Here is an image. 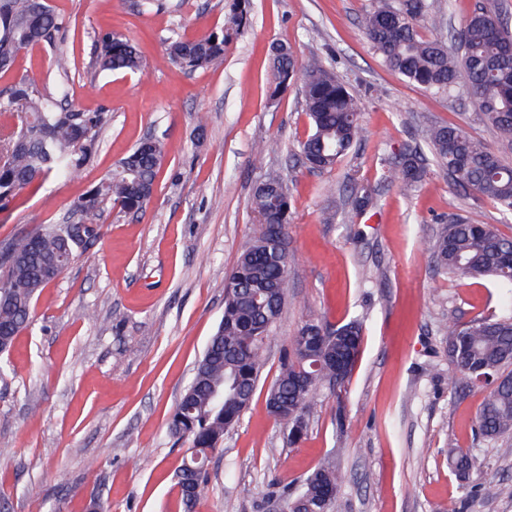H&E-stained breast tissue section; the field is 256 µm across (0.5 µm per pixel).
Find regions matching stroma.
I'll use <instances>...</instances> for the list:
<instances>
[{
	"label": "stroma",
	"mask_w": 512,
	"mask_h": 512,
	"mask_svg": "<svg viewBox=\"0 0 512 512\" xmlns=\"http://www.w3.org/2000/svg\"><path fill=\"white\" fill-rule=\"evenodd\" d=\"M478 0H434L427 36L447 40ZM68 23V101L108 110L80 180L50 177L0 211V244L61 221L141 139L164 143L154 195L135 216L106 210L98 239L42 290L30 327L0 357V512H184L175 475L187 454L169 422L224 314V280L259 230L249 200L263 171L281 172L292 202L288 303L266 342L250 407L212 461L196 512H270L283 488L319 465L344 477L331 512H512V439L473 436L479 388L448 391L443 326L500 315L512 295L488 278L436 271L424 252L457 215L512 236V217L473 204L428 165L412 189L385 181L390 158L448 123L501 149L468 95H433L389 70L363 30L370 0H247V25L221 64L183 72L165 61L170 30L195 38L224 23L226 0H50ZM128 35L143 72L88 71L99 30ZM321 56L362 103L368 134L332 170L308 168L302 79L270 95L268 51ZM374 191L349 213L350 183ZM360 320L358 362L340 395L320 393L308 431L288 445L265 409L279 356L308 316ZM475 461L461 486L448 461ZM497 488L482 494L486 484Z\"/></svg>",
	"instance_id": "1"
}]
</instances>
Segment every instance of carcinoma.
I'll return each instance as SVG.
<instances>
[{
  "instance_id": "cac0c4a2",
  "label": "carcinoma",
  "mask_w": 512,
  "mask_h": 512,
  "mask_svg": "<svg viewBox=\"0 0 512 512\" xmlns=\"http://www.w3.org/2000/svg\"><path fill=\"white\" fill-rule=\"evenodd\" d=\"M431 0H381L366 11L364 30L385 65L434 95L460 88L474 100L483 119L512 145V29L502 0H480L464 25L452 33L458 55L423 30L432 25ZM243 12L233 5L224 25L195 39L177 32L167 38L168 61L191 73L224 60V47L236 37ZM65 18L49 0H0V73L10 71L19 54L35 45L53 51L56 84L50 91L22 75L0 93V115L13 118L0 126V210L9 207L26 187L49 175L75 178L91 162L108 112H85L67 104L69 57L60 47ZM275 89L298 74L296 56L286 44L269 48ZM93 68L99 72H136L143 60L136 43L124 34L103 29L94 40ZM303 93L311 134L301 143L305 164L327 170L360 141L364 128L361 103L315 56L303 67ZM438 166L472 193L492 200L512 214V164L502 153L453 124L427 129ZM163 158V143L141 141L118 160L111 172L87 193L74 199V222L39 226L7 241L10 260L0 258V338L9 346L32 320L40 292L62 274L89 242L100 234L104 206L138 213L149 204ZM423 169L410 151L396 155L385 180L411 188ZM274 171L263 173L253 190L251 207L261 224L258 236L243 249L228 274L224 315L198 360L190 383L176 406L170 431L189 440L188 455L176 474L185 488L181 500L193 512L208 490L206 461L220 450L224 435L248 408L260 377L266 341L287 301L290 254L281 242L288 237L289 201L272 197L264 185H282ZM373 205L371 192L352 186L351 210L360 214ZM430 261L443 274L490 277L512 293V237L486 224L450 217L428 247ZM448 392L461 384L486 390L476 417V434L485 440L512 436V310L501 317H482L445 326ZM362 324L352 320L332 325L325 318L305 321L279 359V373L269 389L267 412L288 431L306 415L317 393L341 388L359 357ZM224 395L219 403L216 395ZM448 461L461 479L474 467L458 448ZM342 476L322 465L310 473L299 492L282 499L288 512H330Z\"/></svg>"
}]
</instances>
